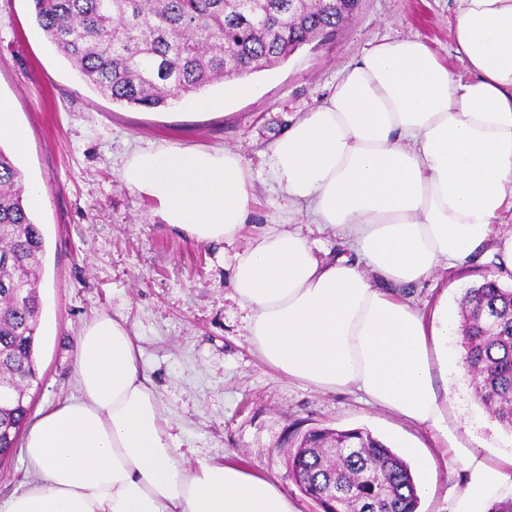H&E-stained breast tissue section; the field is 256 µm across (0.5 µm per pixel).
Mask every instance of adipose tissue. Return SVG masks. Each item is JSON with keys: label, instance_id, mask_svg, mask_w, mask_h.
<instances>
[{"label": "adipose tissue", "instance_id": "ef3b65f1", "mask_svg": "<svg viewBox=\"0 0 512 512\" xmlns=\"http://www.w3.org/2000/svg\"><path fill=\"white\" fill-rule=\"evenodd\" d=\"M455 4L466 75L419 39L380 42L269 150L272 183L361 264L320 260L301 232L267 228L234 254L232 286L267 366L322 390L360 391L434 432L467 473L448 512H487L512 454L490 463L459 445L451 393L436 384L458 325L400 292L467 262L512 208V0ZM121 177L198 245L232 243L251 214L252 174L227 149L151 143L133 150ZM74 378L78 397L31 423L25 480L0 512H296L239 462L179 464L121 318L83 325Z\"/></svg>", "mask_w": 512, "mask_h": 512}]
</instances>
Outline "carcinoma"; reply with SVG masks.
<instances>
[{
    "label": "carcinoma",
    "mask_w": 512,
    "mask_h": 512,
    "mask_svg": "<svg viewBox=\"0 0 512 512\" xmlns=\"http://www.w3.org/2000/svg\"><path fill=\"white\" fill-rule=\"evenodd\" d=\"M37 25L101 95L153 110L286 61L334 31L360 0H32ZM45 240L21 174L0 148V461L28 419L37 379ZM461 360L474 394L512 430V288L485 278L459 303ZM320 512H417L411 465L362 429H312L289 458Z\"/></svg>",
    "instance_id": "cac0c4a2"
}]
</instances>
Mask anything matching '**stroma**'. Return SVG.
Instances as JSON below:
<instances>
[{
    "instance_id": "35a3bbf8",
    "label": "stroma",
    "mask_w": 512,
    "mask_h": 512,
    "mask_svg": "<svg viewBox=\"0 0 512 512\" xmlns=\"http://www.w3.org/2000/svg\"><path fill=\"white\" fill-rule=\"evenodd\" d=\"M454 10V0H361L335 34L251 74V97H224L218 83L204 91L208 109L141 111L113 104L81 80L35 24L31 0H0V95L12 100L14 121L29 130L14 162L23 181L43 188V204L32 212L45 238L39 322L55 327L38 339V380L26 397L32 411L76 395V337L92 316L116 315L135 338L177 458L189 469L237 457L284 490L297 512H318L292 478L290 452L308 430L361 428L406 458L415 476H430L435 493L421 499L418 512H442L464 478L462 464L428 429L366 404L359 393L322 391L264 364L248 336L230 263L269 225L301 231L317 257L345 255L332 230L310 229L273 189L268 148L384 40L421 39L464 74L452 37ZM152 142L241 154L257 202L233 244L188 241L162 222L153 201L124 183L120 172L131 151ZM487 277L512 287V273L490 246L401 292L428 313L447 299L455 320L465 289ZM448 383L461 441L497 461L512 449V433L475 401L467 373L449 371Z\"/></svg>"
}]
</instances>
